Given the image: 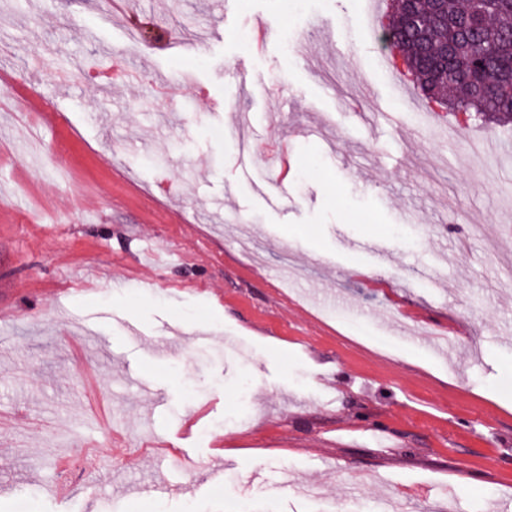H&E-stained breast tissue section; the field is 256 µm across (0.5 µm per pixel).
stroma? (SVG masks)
I'll list each match as a JSON object with an SVG mask.
<instances>
[{
  "mask_svg": "<svg viewBox=\"0 0 512 512\" xmlns=\"http://www.w3.org/2000/svg\"><path fill=\"white\" fill-rule=\"evenodd\" d=\"M363 11L0 0V512H512V168L467 147L512 125L393 100ZM282 137L276 206L239 142Z\"/></svg>",
  "mask_w": 512,
  "mask_h": 512,
  "instance_id": "obj_1",
  "label": "stroma"
}]
</instances>
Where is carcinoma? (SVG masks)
<instances>
[{
    "mask_svg": "<svg viewBox=\"0 0 512 512\" xmlns=\"http://www.w3.org/2000/svg\"><path fill=\"white\" fill-rule=\"evenodd\" d=\"M383 33L432 102L512 121V0H399Z\"/></svg>",
    "mask_w": 512,
    "mask_h": 512,
    "instance_id": "carcinoma-1",
    "label": "carcinoma"
}]
</instances>
